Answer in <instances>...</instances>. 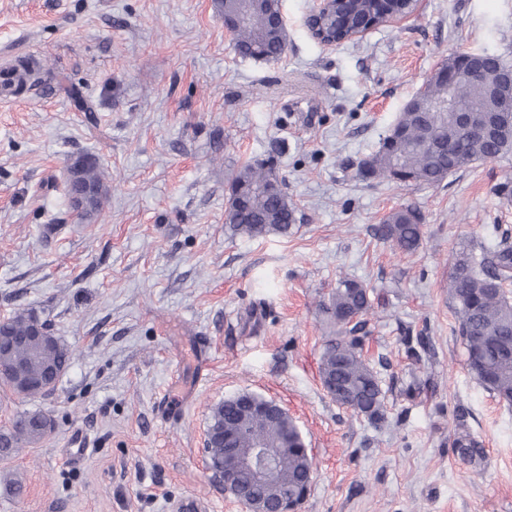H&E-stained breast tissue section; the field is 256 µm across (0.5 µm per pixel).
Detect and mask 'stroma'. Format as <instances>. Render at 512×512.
Instances as JSON below:
<instances>
[{"instance_id": "35a3bbf8", "label": "stroma", "mask_w": 512, "mask_h": 512, "mask_svg": "<svg viewBox=\"0 0 512 512\" xmlns=\"http://www.w3.org/2000/svg\"><path fill=\"white\" fill-rule=\"evenodd\" d=\"M221 3L0 0V67L38 63L0 102V318L34 311L75 352L50 393L0 390V428L35 410L54 422L0 460V512H242L204 439L210 406L243 391L282 406L307 441L301 512H512V407L469 373L448 299L460 244L512 234V198L496 192L512 156L437 186L356 175L448 55L512 63V0H421L409 22L332 48L305 25L315 0H281L277 62L235 53ZM85 154L111 194L81 223L43 184ZM268 158L297 222L231 236L227 177ZM404 206L423 217L411 255L373 234ZM343 277L380 297L356 330L382 380L379 426L320 378L334 332L321 304ZM461 407L478 465L451 445Z\"/></svg>"}]
</instances>
